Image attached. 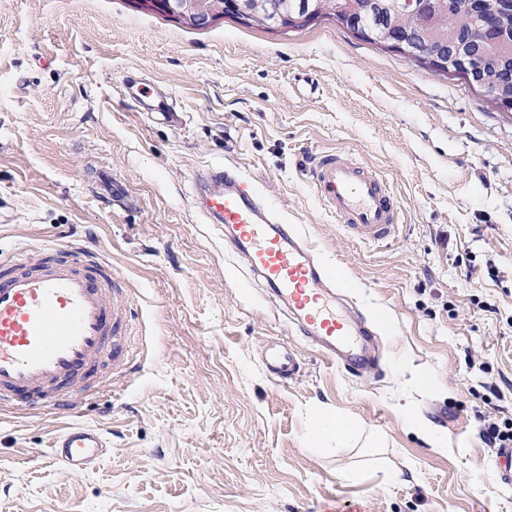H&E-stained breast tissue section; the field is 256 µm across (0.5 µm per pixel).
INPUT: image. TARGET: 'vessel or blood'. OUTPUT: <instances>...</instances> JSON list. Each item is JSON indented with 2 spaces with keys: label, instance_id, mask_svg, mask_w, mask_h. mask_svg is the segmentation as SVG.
<instances>
[{
  "label": "vessel or blood",
  "instance_id": "b4317fda",
  "mask_svg": "<svg viewBox=\"0 0 512 512\" xmlns=\"http://www.w3.org/2000/svg\"><path fill=\"white\" fill-rule=\"evenodd\" d=\"M98 179L100 195L129 199L123 180L107 171ZM310 179L325 208L358 238L379 243L395 237L394 195L375 171L332 151L319 155ZM194 188L203 216L222 224L225 247L287 308L293 330L346 369L362 371L369 363L362 333L337 307L336 274L300 227L237 169H206ZM126 320L118 283L101 254L59 245L43 247L34 258L29 248H17L0 261V409L73 407L86 374L108 361L121 365ZM266 369L284 382L298 376L300 361L281 345L270 352ZM106 445L100 429L73 423L54 437L52 458L78 474Z\"/></svg>",
  "mask_w": 512,
  "mask_h": 512
}]
</instances>
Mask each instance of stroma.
Masks as SVG:
<instances>
[{
	"mask_svg": "<svg viewBox=\"0 0 512 512\" xmlns=\"http://www.w3.org/2000/svg\"><path fill=\"white\" fill-rule=\"evenodd\" d=\"M330 150L383 174L394 240L324 208L308 170ZM230 163L301 225L353 313L388 317L378 370L322 355L225 251L191 182ZM102 169L128 204L93 191ZM59 243L120 274L129 361L72 418L108 438L81 474L50 455L69 418L0 413V512H512L482 419L512 418V112L462 79L327 18L282 34L139 0H0V254ZM274 341L295 381L266 371ZM323 410L347 447L307 442Z\"/></svg>",
	"mask_w": 512,
	"mask_h": 512,
	"instance_id": "stroma-1",
	"label": "stroma"
}]
</instances>
